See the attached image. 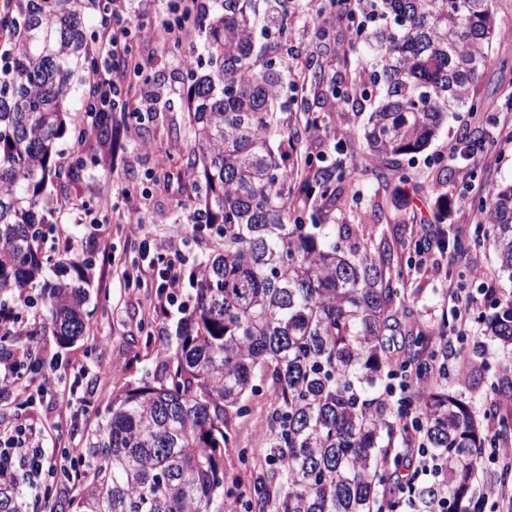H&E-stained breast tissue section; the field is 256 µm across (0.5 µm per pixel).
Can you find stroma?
Returning a JSON list of instances; mask_svg holds the SVG:
<instances>
[{"mask_svg": "<svg viewBox=\"0 0 512 512\" xmlns=\"http://www.w3.org/2000/svg\"><path fill=\"white\" fill-rule=\"evenodd\" d=\"M318 28L314 11H307L296 23L293 38L310 44L327 64L346 54L354 62H362L364 48L356 44L347 19L328 23L329 36L323 42L315 38ZM132 51L145 65L143 76L130 81L129 109L145 112L146 120L126 139L118 162L103 157L87 160L83 182L55 183L44 193L54 226L46 247L56 254L87 252L94 261L85 306L87 332L73 344H60L47 311L22 310L23 320L37 321L42 327L36 345L40 364L36 381L41 389L30 396L13 388L0 390V424L23 422L40 427L48 445L58 448L84 439L96 422L98 409L113 391L151 380L159 363L157 345L161 339H175L189 305L191 289L185 285L164 313L148 316L147 291L123 276L124 270L142 263L141 252L129 247L130 214L139 213L143 234L149 240L182 243L185 267L200 261L205 251L204 244L193 238L183 208L193 189L183 167L188 134L180 59L199 53L200 40L195 37L167 49L141 38L133 41ZM475 92L484 102L482 111L449 115L423 150L400 157L409 176L408 192H400L398 184L383 179L385 163L370 157L363 136L365 118L348 106L334 107L322 99L313 102L312 110L324 134L304 133L293 157L300 164L310 155L331 159L336 143H343L357 170L359 195L351 208L335 212L334 223L374 221L373 213L380 208L384 215L376 221L374 242L392 240L397 233L429 240L427 251L404 254L402 265L406 292L415 298L420 319L430 329L437 328L441 320L443 291L451 283L477 295L478 323H486L495 311L494 297L482 296L481 278L472 277L465 260L453 259L452 249L434 243L444 232L465 241L476 237L473 210L460 211L453 205L460 194L472 190L483 195L493 186L512 182V141H505L500 134L502 127H512V112L505 106L512 95V74L489 68L479 78ZM475 135L494 143L492 153L452 163L451 179H441L436 157ZM505 365L497 347H489L482 368L461 380L448 379L444 387L468 403L475 417H483L490 404L489 386L504 380ZM251 407V415L238 419L236 437L223 456L227 478L236 480L243 493L249 491L252 478L242 459L260 454L258 428L269 409L267 391L253 397Z\"/></svg>", "mask_w": 512, "mask_h": 512, "instance_id": "35a3bbf8", "label": "stroma"}]
</instances>
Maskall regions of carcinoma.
<instances>
[{"mask_svg": "<svg viewBox=\"0 0 512 512\" xmlns=\"http://www.w3.org/2000/svg\"><path fill=\"white\" fill-rule=\"evenodd\" d=\"M103 0H8L0 31V308L49 311L63 345L83 336L91 261L43 251L49 225L47 184L81 179L83 165L60 161L59 143L86 140L65 103L79 70L98 69L86 22L110 23ZM355 23L349 0H323L324 12ZM302 0H204L184 24L202 38L186 58V172L193 179V234L208 253L192 269L191 306L177 345L156 349L150 382L112 392L79 451L87 460L75 512H382L391 456L407 447L398 407L420 408L427 447L445 460L450 512H478L473 486L482 449L512 428V411L491 404L493 434L469 406L441 388L408 392L395 405L381 387L390 368L388 336H402L405 364L429 373L432 333L405 291L401 257L426 242L394 238L369 247L375 225L329 223L356 200L355 168L339 156L308 177L286 164L299 132L282 117L288 106L312 124L303 83L334 104L372 105L364 138L372 157L419 152L450 112H477L475 83L495 56L492 0H382L393 24L369 33V83L346 87L294 42ZM97 144L113 147L126 116L93 115ZM318 204L312 223L304 209ZM487 221L484 243L500 277L512 283V183L473 206ZM488 328L512 362V293L497 301ZM267 380L263 460L248 497L226 486L221 461L233 421L249 413ZM21 475L0 474V512H23Z\"/></svg>", "mask_w": 512, "mask_h": 512, "instance_id": "cac0c4a2", "label": "carcinoma"}]
</instances>
